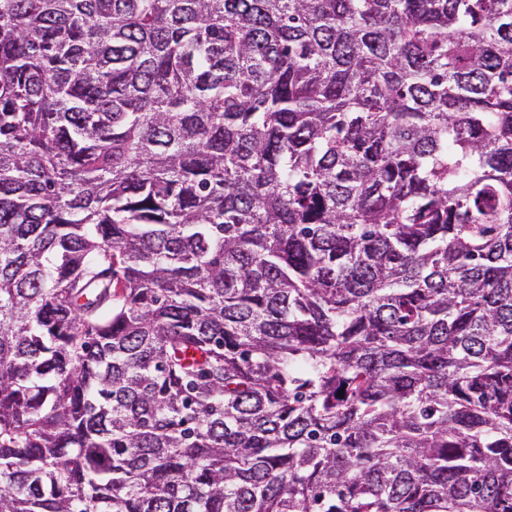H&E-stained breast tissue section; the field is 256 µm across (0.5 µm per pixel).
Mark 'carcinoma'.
Wrapping results in <instances>:
<instances>
[{
  "mask_svg": "<svg viewBox=\"0 0 512 512\" xmlns=\"http://www.w3.org/2000/svg\"><path fill=\"white\" fill-rule=\"evenodd\" d=\"M0 512H512V0H0Z\"/></svg>",
  "mask_w": 512,
  "mask_h": 512,
  "instance_id": "obj_1",
  "label": "carcinoma"
}]
</instances>
